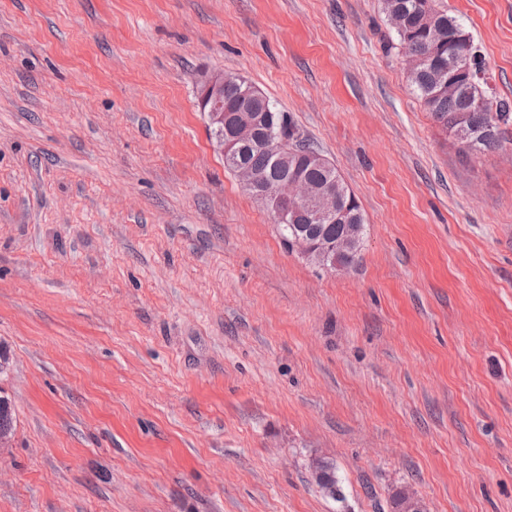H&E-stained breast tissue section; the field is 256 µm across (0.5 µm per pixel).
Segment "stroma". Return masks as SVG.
Masks as SVG:
<instances>
[{"label":"stroma","mask_w":512,"mask_h":512,"mask_svg":"<svg viewBox=\"0 0 512 512\" xmlns=\"http://www.w3.org/2000/svg\"><path fill=\"white\" fill-rule=\"evenodd\" d=\"M436 5L512 101V0ZM394 44L382 0H0V512H512V129L462 152ZM212 71L337 168L352 266L225 169Z\"/></svg>","instance_id":"35a3bbf8"}]
</instances>
